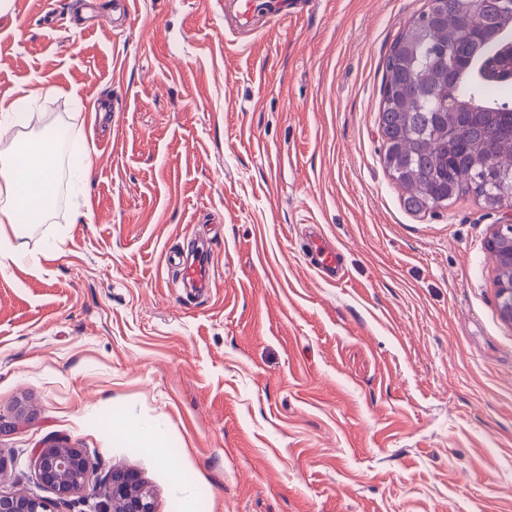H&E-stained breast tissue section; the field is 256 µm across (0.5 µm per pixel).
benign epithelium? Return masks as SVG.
Here are the masks:
<instances>
[{"mask_svg": "<svg viewBox=\"0 0 512 512\" xmlns=\"http://www.w3.org/2000/svg\"><path fill=\"white\" fill-rule=\"evenodd\" d=\"M489 253L497 257V296L502 318L512 324V212L497 226L488 241ZM37 471L40 481L65 500L89 486L93 464L77 448L62 450L48 443L37 450ZM100 501L94 512H156L152 493L132 473L114 470L107 489L98 492ZM0 512H52L40 499L0 493Z\"/></svg>", "mask_w": 512, "mask_h": 512, "instance_id": "obj_1", "label": "benign epithelium"}]
</instances>
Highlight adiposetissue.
<instances>
[{
	"label": "adipose tissue",
	"instance_id": "adipose-tissue-1",
	"mask_svg": "<svg viewBox=\"0 0 512 512\" xmlns=\"http://www.w3.org/2000/svg\"><path fill=\"white\" fill-rule=\"evenodd\" d=\"M6 152L10 160L0 165V260H14L26 250L16 237L18 225L44 219L55 208L57 153L53 147L17 138Z\"/></svg>",
	"mask_w": 512,
	"mask_h": 512
}]
</instances>
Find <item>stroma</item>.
Listing matches in <instances>:
<instances>
[{
    "label": "stroma",
    "instance_id": "35a3bbf8",
    "mask_svg": "<svg viewBox=\"0 0 512 512\" xmlns=\"http://www.w3.org/2000/svg\"><path fill=\"white\" fill-rule=\"evenodd\" d=\"M10 0L0 99L66 129L56 208L0 267V491L56 501L35 450L136 473L157 512H512V325L487 241L512 210H409L378 109L427 0H311L248 39L224 0ZM107 97L112 112L89 114ZM93 174L82 179V158ZM93 215L74 221L75 204ZM319 225L329 282L303 255ZM194 253L212 288L166 256ZM127 420L159 426L132 448Z\"/></svg>",
    "mask_w": 512,
    "mask_h": 512
}]
</instances>
